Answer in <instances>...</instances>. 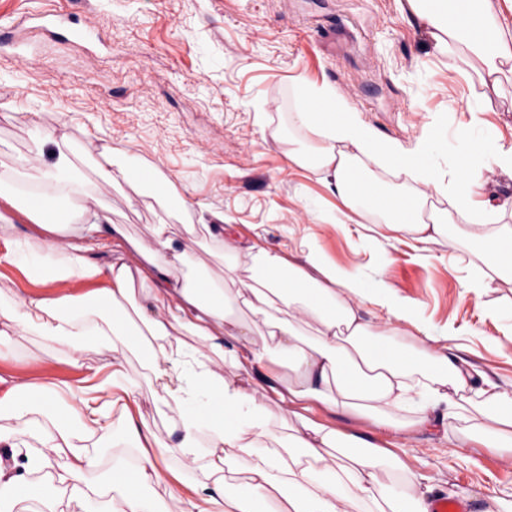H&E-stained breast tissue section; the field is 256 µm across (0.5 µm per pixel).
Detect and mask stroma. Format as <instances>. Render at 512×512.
I'll use <instances>...</instances> for the list:
<instances>
[{
	"instance_id": "stroma-1",
	"label": "stroma",
	"mask_w": 512,
	"mask_h": 512,
	"mask_svg": "<svg viewBox=\"0 0 512 512\" xmlns=\"http://www.w3.org/2000/svg\"><path fill=\"white\" fill-rule=\"evenodd\" d=\"M74 16L94 27L92 51L42 36L41 60L27 67L0 50V173L50 162L54 145L38 155L32 139L64 130L86 192L133 240H150L162 220L198 221L197 205L205 203L231 217L244 243L294 260L313 250L355 273L369 293L415 300L417 325H402L389 345L419 350L420 331L428 329L440 345L512 388V335L505 332L512 283L471 288V280L490 273L482 250L451 236L425 247L408 237L384 240L375 232L379 218L369 212L356 224L330 222L343 205L325 187V172L288 157L297 143H314L291 119L302 107L301 85L328 83L381 136L408 146L435 131L429 164L448 178L461 134L512 146V72L498 88L482 84L477 56L465 47L453 58L440 55L406 0H81ZM110 145L123 150L126 166L154 169L157 181H169L170 195L147 184L137 191L125 183L100 185L92 157ZM473 199L504 205L499 222L512 227L511 171L484 163ZM184 201L192 205L186 213ZM181 273L222 283L224 260L204 231L189 244ZM51 293L26 269L0 263V303ZM127 328L132 343L118 359L137 391L133 415L169 438L172 428L154 408L161 388L135 312H128ZM12 336L0 375L21 382L76 387L85 366L106 361L91 348L79 368L65 347L20 328ZM315 416L366 435L398 456L430 494L465 497L471 512H488L496 497L512 499V446L478 443L470 413L401 434L354 416L320 409ZM207 446L199 439L189 468L172 456L168 485L144 488L155 512H167L171 493H185L203 477Z\"/></svg>"
}]
</instances>
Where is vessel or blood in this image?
<instances>
[{
    "instance_id": "1",
    "label": "vessel or blood",
    "mask_w": 512,
    "mask_h": 512,
    "mask_svg": "<svg viewBox=\"0 0 512 512\" xmlns=\"http://www.w3.org/2000/svg\"><path fill=\"white\" fill-rule=\"evenodd\" d=\"M50 34L71 44H87L93 37L91 27L74 28L70 25V15L61 10L55 13L36 15L29 19H10L0 21V46H14L17 60L26 66L36 65L40 60L38 51L32 44L19 41L18 34L22 27Z\"/></svg>"
}]
</instances>
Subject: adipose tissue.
I'll return each instance as SVG.
<instances>
[{"mask_svg": "<svg viewBox=\"0 0 512 512\" xmlns=\"http://www.w3.org/2000/svg\"><path fill=\"white\" fill-rule=\"evenodd\" d=\"M406 3L431 28L441 54L456 56L465 45L481 58L483 81L497 82L512 64V43L494 0ZM302 99L307 106L293 120L319 143L315 156L293 151L289 158L303 167L323 169L331 178L330 190L350 213L370 209L383 217L392 235L426 245L447 236L453 213L476 212L477 223L462 226L461 234L490 256L493 279L512 282V228L494 227L495 207L475 209L470 204L482 178V158L494 156L497 165L512 170V147L463 139L458 162L443 184L428 165L432 135L410 146L382 138L331 85L305 87ZM374 163L412 174L416 188L386 191L371 175ZM38 186L45 206L33 209L16 177L0 175V200L52 233L48 248L57 260L47 263L40 251L20 241L8 242L4 258L59 294L0 304V360L8 354L11 329L21 327L47 344L67 347L77 366L87 347L108 352L112 370L102 378L86 377L79 387H65L61 392L78 402L77 421L51 429L32 419L28 395L40 390L42 406L54 407L61 393L55 385L36 387L0 376V410L8 409L12 420L11 426H0V512H14L23 497L37 496L33 477L47 470L55 456L65 460L57 480L72 496L103 499V512H151L143 485L165 482L170 456L194 462L203 429L209 434L207 475L192 485L190 494L173 496V512H259L268 500L278 503L279 512H350L358 501L386 506L388 512H428L417 478L395 456L361 435L307 416L300 417L288 438H281L270 422L272 402L361 412L376 426L397 433L406 425L392 418V411L412 412L414 425L424 427L438 407H445L446 419L453 420L472 403L487 420L482 431L488 444L512 443V390L488 381L478 390L477 401H469L466 390L477 369L455 352L435 346L433 336L422 339L420 358L385 346V337L397 335L398 324L412 322L414 303L383 298L380 305L395 323L375 327L361 311L366 300L361 281L324 264L314 253L296 264L278 251L242 245L225 234L226 218L220 212L212 213L205 230L230 262L223 287L212 294L174 276L185 258L184 243L166 224L156 225L151 243L142 246V265L117 261L99 266L89 262L88 253L106 249L118 254L125 243L124 233L106 212L87 209L78 224L49 219L53 209L84 191L66 153H58L43 170ZM435 192L446 198L447 208L428 210ZM98 279L106 281V288L88 298L86 310H78L64 284ZM136 298L151 338L153 372L162 387L155 408L172 421L179 441L170 444L146 422L128 418L136 440L137 483L130 487L112 479L103 485L94 478L102 466L96 439L109 430L114 409L128 410L137 401L116 358L129 346L126 305ZM241 310L248 312V320L238 318ZM180 336L196 337L198 348L178 345ZM281 361L287 363V372L277 370ZM242 370L250 377L249 386L238 381ZM215 397L220 407L213 412L209 402ZM246 456L251 459L249 492L226 497L224 476ZM384 469L393 473V482L378 480Z\"/></svg>", "mask_w": 512, "mask_h": 512, "instance_id": "adipose-tissue-1", "label": "adipose tissue"}]
</instances>
